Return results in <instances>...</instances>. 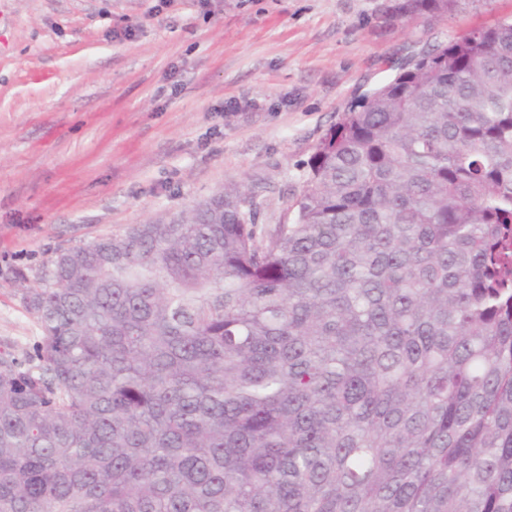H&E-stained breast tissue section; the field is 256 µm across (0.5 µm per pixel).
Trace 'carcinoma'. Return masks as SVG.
Returning a JSON list of instances; mask_svg holds the SVG:
<instances>
[{
	"label": "carcinoma",
	"mask_w": 512,
	"mask_h": 512,
	"mask_svg": "<svg viewBox=\"0 0 512 512\" xmlns=\"http://www.w3.org/2000/svg\"><path fill=\"white\" fill-rule=\"evenodd\" d=\"M308 167L289 224L230 184L55 252L0 353V512H512V21Z\"/></svg>",
	"instance_id": "carcinoma-1"
}]
</instances>
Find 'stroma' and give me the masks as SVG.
Segmentation results:
<instances>
[{
  "mask_svg": "<svg viewBox=\"0 0 512 512\" xmlns=\"http://www.w3.org/2000/svg\"><path fill=\"white\" fill-rule=\"evenodd\" d=\"M396 2L0 0V352L39 341L22 289L56 250L229 183L257 223L287 222L349 106L428 47L512 17V0L438 18Z\"/></svg>",
  "mask_w": 512,
  "mask_h": 512,
  "instance_id": "1",
  "label": "stroma"
}]
</instances>
